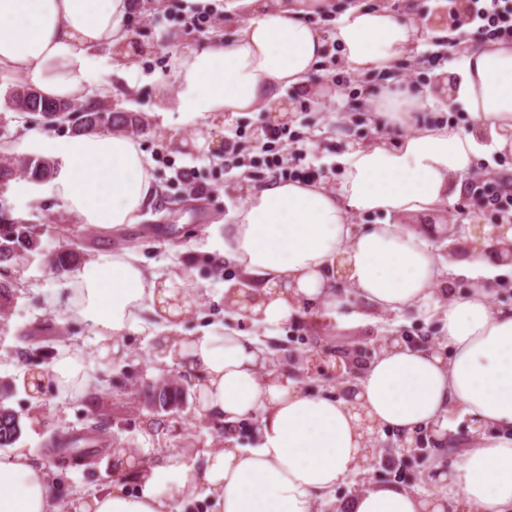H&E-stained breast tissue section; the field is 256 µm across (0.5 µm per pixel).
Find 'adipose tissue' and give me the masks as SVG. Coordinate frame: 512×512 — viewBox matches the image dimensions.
Returning <instances> with one entry per match:
<instances>
[{"label":"adipose tissue","mask_w":512,"mask_h":512,"mask_svg":"<svg viewBox=\"0 0 512 512\" xmlns=\"http://www.w3.org/2000/svg\"><path fill=\"white\" fill-rule=\"evenodd\" d=\"M246 20L231 40L217 38L175 56L176 93L160 92L158 111L196 119L214 112H256L289 87H305L329 45L352 71L383 73L412 56L417 31L382 4L352 6L331 33L306 22L330 0H233ZM129 0H0V72L34 85L45 97L85 101L113 90L96 71L111 50L127 70L141 52L123 21ZM449 104L462 105L470 133L450 126L415 127L431 97L426 87L380 94L378 125L408 132L395 142L351 148L335 179L270 180L254 189L224 227L225 263L239 281L224 302L238 318L277 326L302 313L323 314L345 280L381 311L426 303L443 286L439 255L414 227L388 222L363 228L356 213L390 216L454 204L465 178L488 151H512V44L464 52L444 76ZM35 148L57 160L47 194L79 223L115 228L138 223L160 190L137 141L123 132L37 136ZM67 314L90 324L100 357L127 332L146 326L169 333L164 359L199 378L203 412L234 424L258 419V442L205 453L201 471L175 458L134 473L136 493L120 485L77 496L71 512H170L172 495H213L221 512H321L325 497L358 472L373 430L415 436L445 423L456 408L481 432L448 474L451 494L438 504L398 485L370 486L338 512H446L462 499L478 512H512V308L494 306L483 288L443 304L442 350L393 341L358 366L353 397L310 393L267 366L255 338L238 330L180 336L189 293L181 275L150 273L131 251L76 264L65 275ZM91 374L80 351H65L44 374L21 377L34 396L45 387L79 395ZM54 488L45 466L21 448L0 457V512H51Z\"/></svg>","instance_id":"ef3b65f1"}]
</instances>
